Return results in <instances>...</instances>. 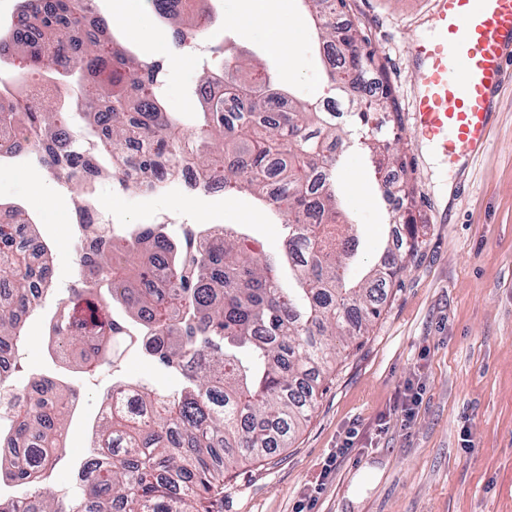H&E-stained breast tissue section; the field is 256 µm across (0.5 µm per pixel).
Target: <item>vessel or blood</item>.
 Instances as JSON below:
<instances>
[{"label":"vessel or blood","mask_w":512,"mask_h":512,"mask_svg":"<svg viewBox=\"0 0 512 512\" xmlns=\"http://www.w3.org/2000/svg\"><path fill=\"white\" fill-rule=\"evenodd\" d=\"M410 55L417 134L449 161L470 164L489 143L499 90L512 81V0H434L431 33Z\"/></svg>","instance_id":"1"}]
</instances>
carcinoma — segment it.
<instances>
[{
  "label": "carcinoma",
  "mask_w": 512,
  "mask_h": 512,
  "mask_svg": "<svg viewBox=\"0 0 512 512\" xmlns=\"http://www.w3.org/2000/svg\"><path fill=\"white\" fill-rule=\"evenodd\" d=\"M303 2L322 44L336 49L328 82L352 104L361 136L346 137L336 113L279 92L271 76L226 49L224 94L208 93L206 71L195 88L206 104L205 136L224 143L221 162L166 111L162 65L105 41L108 23L88 19L89 0H24L11 30L13 50L53 80L94 87L76 109L95 128V147L90 152L71 135L70 108L27 99L0 101V154L27 151L50 176L79 186L78 225L96 205L104 175L128 190L136 188L131 176L161 184L191 164L285 216L288 250L270 256L229 226L207 234L185 228L176 246L156 224L130 234L94 225L89 250L75 249L77 285L49 323L50 357L95 372L114 363L116 343L134 338L182 376V388L164 393L113 383L106 396L118 400L92 426L77 492L59 498L50 479L79 391L51 375L21 389L0 377V483L12 488L0 495V512H212V494L238 459L286 447L312 412L337 345L354 342L380 316L386 289L418 253L409 228L399 259L381 261L358 281L350 277L357 242L336 188L337 154L355 148L378 171L405 167L392 150L400 118L386 88L363 103L375 60L361 52L356 29L335 22L347 0ZM147 3L162 17L184 11L182 2ZM381 192L386 201L411 194L409 183L388 179ZM52 254L28 213L15 209L11 222L0 223V358L13 369L25 322L52 291ZM284 262L294 288L280 281ZM112 302L131 323L112 318Z\"/></svg>",
  "instance_id": "1"
}]
</instances>
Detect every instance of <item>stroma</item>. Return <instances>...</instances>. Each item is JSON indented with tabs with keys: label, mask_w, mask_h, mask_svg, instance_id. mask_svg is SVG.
<instances>
[{
	"label": "stroma",
	"mask_w": 512,
	"mask_h": 512,
	"mask_svg": "<svg viewBox=\"0 0 512 512\" xmlns=\"http://www.w3.org/2000/svg\"><path fill=\"white\" fill-rule=\"evenodd\" d=\"M242 4L196 0L183 17L186 29L196 15L209 17L200 38L209 52H189L186 67L166 73L164 102L187 133L203 125L193 93L201 69L220 70L217 49L227 40L243 62L264 67L281 88L313 102L322 97L325 66L301 0H271L282 23L300 31L289 68L258 29L234 22ZM94 9L139 60L162 63L173 54L174 23L146 12L152 37L144 40L134 25L111 21L116 0H94ZM431 12V0H347L339 17L361 32L400 114L406 176L414 188L400 214L416 225L420 249L399 286L389 290L380 317L337 357L314 412L289 446L226 473L215 512H297L308 497L314 500L311 512H512V86L501 93L490 144L472 168L449 164L418 139L409 119V47L428 34ZM336 181L341 206L361 240L359 264L350 271L359 279L406 229L389 222L390 210L361 154H343ZM448 183L453 192L447 199L442 187ZM77 195L76 187L51 178L30 154L0 158V204L34 215L41 237L54 246L55 292L27 320L13 381L21 387L34 375L56 374L81 392L68 422L66 456L54 476L61 494L89 453L91 427L113 379L169 393L180 386L178 375L152 363L134 344L112 367L89 377L50 358L49 321L78 278L71 246ZM98 197L120 232L169 215L232 226L271 254L283 249V224L245 191L123 193L106 181ZM417 392L418 412L402 424L393 406ZM351 432L352 448L337 455Z\"/></svg>",
	"instance_id": "obj_1"
}]
</instances>
